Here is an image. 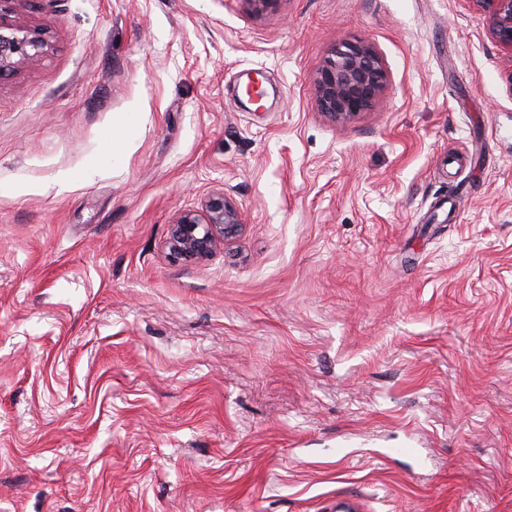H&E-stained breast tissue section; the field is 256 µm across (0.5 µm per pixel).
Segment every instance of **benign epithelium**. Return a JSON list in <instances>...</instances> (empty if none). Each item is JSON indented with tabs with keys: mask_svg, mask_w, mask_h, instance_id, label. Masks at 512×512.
Listing matches in <instances>:
<instances>
[{
	"mask_svg": "<svg viewBox=\"0 0 512 512\" xmlns=\"http://www.w3.org/2000/svg\"><path fill=\"white\" fill-rule=\"evenodd\" d=\"M0 0V75L39 62L48 43L41 33L7 18ZM491 20L490 37L510 52L512 62V0H475ZM389 81L377 47L366 39L342 40L324 60L315 79L320 112L331 121L346 124L374 107ZM242 223L240 212L217 192L207 197L202 210L182 212L171 225L167 241L174 262H191L210 256L217 240Z\"/></svg>",
	"mask_w": 512,
	"mask_h": 512,
	"instance_id": "7a95c632",
	"label": "benign epithelium"
}]
</instances>
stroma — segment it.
<instances>
[{"label":"stroma","mask_w":512,"mask_h":512,"mask_svg":"<svg viewBox=\"0 0 512 512\" xmlns=\"http://www.w3.org/2000/svg\"><path fill=\"white\" fill-rule=\"evenodd\" d=\"M12 17L50 47L0 78V512H512V63L475 0ZM358 38L389 82L335 124ZM217 191L239 231L171 263ZM388 81L384 60L372 42L339 41L315 79L318 109L334 123H349L374 107Z\"/></svg>","instance_id":"1"}]
</instances>
